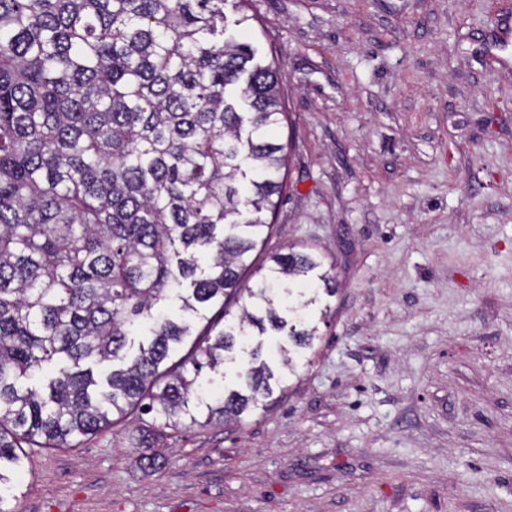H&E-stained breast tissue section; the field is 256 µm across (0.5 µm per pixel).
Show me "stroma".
Instances as JSON below:
<instances>
[{
	"label": "stroma",
	"instance_id": "obj_1",
	"mask_svg": "<svg viewBox=\"0 0 512 512\" xmlns=\"http://www.w3.org/2000/svg\"><path fill=\"white\" fill-rule=\"evenodd\" d=\"M291 147L269 250L336 266L243 425L28 450L13 512H512V0H248Z\"/></svg>",
	"mask_w": 512,
	"mask_h": 512
}]
</instances>
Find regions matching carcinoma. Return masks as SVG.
Returning a JSON list of instances; mask_svg holds the SVG:
<instances>
[{
    "label": "carcinoma",
    "instance_id": "cac0c4a2",
    "mask_svg": "<svg viewBox=\"0 0 512 512\" xmlns=\"http://www.w3.org/2000/svg\"><path fill=\"white\" fill-rule=\"evenodd\" d=\"M225 2L0 0V512L25 449L133 412L240 426L285 390L261 337L290 374L314 348L336 291L320 253L274 252L243 283L287 113L277 67L224 37ZM226 367L236 387L196 385Z\"/></svg>",
    "mask_w": 512,
    "mask_h": 512
}]
</instances>
